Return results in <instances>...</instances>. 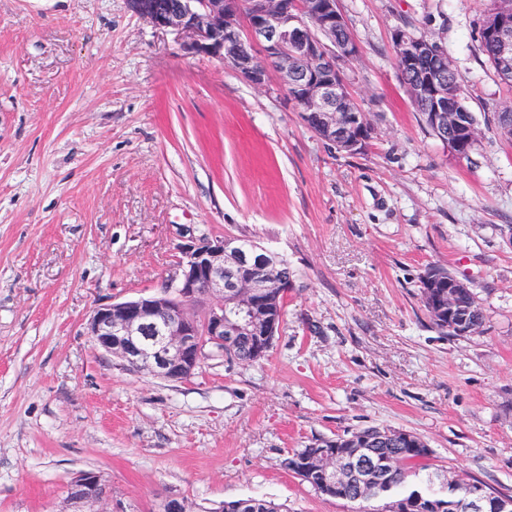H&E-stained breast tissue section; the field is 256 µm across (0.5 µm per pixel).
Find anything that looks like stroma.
I'll list each match as a JSON object with an SVG mask.
<instances>
[{
    "instance_id": "35a3bbf8",
    "label": "stroma",
    "mask_w": 512,
    "mask_h": 512,
    "mask_svg": "<svg viewBox=\"0 0 512 512\" xmlns=\"http://www.w3.org/2000/svg\"><path fill=\"white\" fill-rule=\"evenodd\" d=\"M487 0H338L341 63L374 129L331 149L276 75L257 87L185 53L127 0H0V512H60L96 470L127 512L252 496L351 512L286 471L288 452L377 426L432 469L512 494V86L479 47ZM438 44L479 140L457 158L415 110L394 35ZM251 240L294 272L268 356H206L168 382L97 349L92 310L161 293L184 235ZM442 266L482 334L420 299ZM439 277V278H448V284L446 290L439 291L435 293L434 300L436 301V306L439 309V312H446L447 317L443 318L437 313V308L434 306V303L431 297L427 294V288L425 284L426 277ZM467 285L456 278L452 274H448V270L442 267H433L430 268L426 274L421 278L420 281V296L421 301L425 310L428 312L430 319L432 320L433 325L442 333H446L449 336H453L451 330L454 332L455 336H468L471 333V323L468 322L467 314L470 319L475 317L481 318L482 322L479 323L475 328H473L472 334H481L483 324L485 321L483 308L480 303L477 301L474 292L471 290V293L468 294L467 300L463 307L464 314L460 312L461 305L459 302V298L461 295V288H466Z\"/></svg>"
}]
</instances>
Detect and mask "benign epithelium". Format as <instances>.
<instances>
[{"label":"benign epithelium","instance_id":"benign-epithelium-1","mask_svg":"<svg viewBox=\"0 0 512 512\" xmlns=\"http://www.w3.org/2000/svg\"><path fill=\"white\" fill-rule=\"evenodd\" d=\"M132 11L157 30L171 32L189 54L222 60L255 86L269 72L295 103L302 120L323 138L351 152L363 147L372 131L360 122L346 90L338 62L357 56L347 35L337 0H129ZM484 41L493 49L501 76L512 78V7L487 17ZM264 58L253 54L254 44ZM400 72L414 76L406 86L411 100L423 103L424 118L456 156H468L477 145L474 124L459 110L458 86L448 82L454 71L448 54L428 40L400 32L395 38ZM232 252L228 238L188 237L180 245L179 274L161 295L113 302L96 308L88 320L95 346L121 359L128 367L167 381H185L200 368L205 349L224 354V332H245L262 354L277 334L274 320L255 324L267 289L251 281L224 286V257ZM466 284L448 275L446 290L435 293L439 311L447 313L448 329L468 336L471 323L460 312L459 298ZM202 303L203 319L186 315L191 304ZM411 440L409 432H370L338 448L324 439L302 455L300 462L318 459L323 468L319 493L341 498L350 485L386 502V512H512V495L477 481L448 478L438 493L417 490L412 497L390 500L391 473L400 467L396 456L375 462L372 449L389 442ZM76 509L107 501L106 512H125L112 502L103 475L83 471L69 484Z\"/></svg>","mask_w":512,"mask_h":512}]
</instances>
